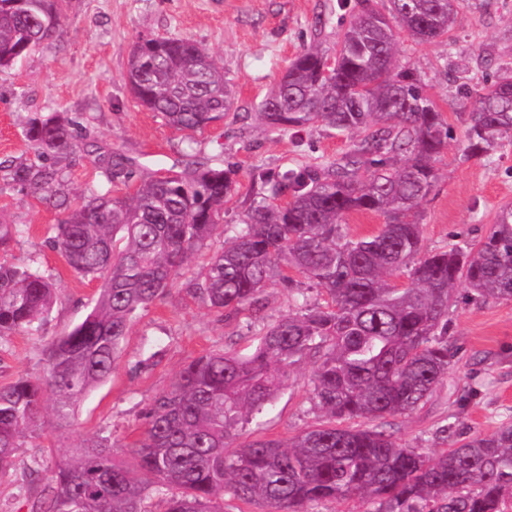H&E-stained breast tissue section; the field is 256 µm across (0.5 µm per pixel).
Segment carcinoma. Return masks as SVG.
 Masks as SVG:
<instances>
[{
	"label": "carcinoma",
	"mask_w": 512,
	"mask_h": 512,
	"mask_svg": "<svg viewBox=\"0 0 512 512\" xmlns=\"http://www.w3.org/2000/svg\"><path fill=\"white\" fill-rule=\"evenodd\" d=\"M65 0H0V68L58 36ZM384 14L364 0L343 33L336 66L307 47L258 106L270 128L321 123L359 135L346 158L288 170L262 181L263 196L203 268L188 292L232 318L260 313L269 285L296 292L297 311L261 329L247 354L210 352L190 360L148 412L132 461L116 459L111 438L73 449L51 472L28 512H149L150 487L166 512H224V495L267 512H309L325 500L358 498L366 512H506L512 502V422L460 445L427 452L396 442L378 421L428 403L447 378L455 351L448 312L457 287L473 300L512 299V207L504 205L475 243L421 253L417 214L438 178L448 144L442 112L410 71L396 70L394 19L421 42L446 34L455 0H387ZM134 98L182 132L221 121L233 101L224 70L196 42L165 38L128 60ZM466 151L476 156L512 137V76L477 85ZM26 139L43 154L68 153L73 121L34 122ZM401 155L390 164L386 155ZM108 183H128L134 162L101 155ZM11 178L55 196L65 212L51 243L70 270L102 280L94 307L47 349V371L0 387V472L15 464L44 403L59 428L80 400L112 375L136 312L171 290L179 268L224 223L233 171L193 157L133 193L91 186L70 207L53 165L16 166ZM291 192L284 206L274 199ZM385 224L350 238L353 212ZM323 290L311 305L302 282ZM406 277L398 286L393 277ZM58 299L37 269L0 263V339L37 331ZM314 358L311 406L324 420L285 444L256 439L233 452L238 428L275 399L294 368Z\"/></svg>",
	"instance_id": "cac0c4a2"
}]
</instances>
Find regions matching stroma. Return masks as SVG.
<instances>
[{
	"label": "stroma",
	"mask_w": 512,
	"mask_h": 512,
	"mask_svg": "<svg viewBox=\"0 0 512 512\" xmlns=\"http://www.w3.org/2000/svg\"><path fill=\"white\" fill-rule=\"evenodd\" d=\"M362 0H67L60 36L0 69V218L20 235L0 262L29 266L51 276L60 298L34 334L0 339V385L39 378L49 342L67 333L92 309L99 281L68 270L52 247L51 227L63 212L42 189L12 182L11 167L54 165L71 203L105 181L100 150L123 153L141 174L162 173L185 153L234 170L235 187L224 206V226L240 223L260 187L259 175L322 166L353 150L355 138L314 124L288 132L257 117L261 100L304 48L335 56L343 30ZM196 41L224 69L234 104L224 121L200 132L173 129L142 107L126 83L128 55L142 37ZM396 65L413 71L443 112L452 136L436 161L438 180L420 207L424 250L480 239L502 205L512 204V138L469 158L465 92L484 79L512 74V0H459L448 34L419 42L396 34ZM77 123L67 154L40 155L25 137L30 124L54 114ZM224 244L216 234L179 271L171 293L133 320L112 375L88 393L71 427L43 426L18 450L16 464L0 474V512H27L59 455L82 440L109 436L115 454L131 457L146 427V413L177 372L213 350L247 353L261 323L294 309L293 296L274 283L264 293L261 318L243 312L227 320L188 294L210 256ZM456 350L448 384L408 415L386 418L398 443L434 449L455 438L494 432L512 421V299H461L449 311ZM312 359H304L274 404L244 425L240 443L264 437L288 440L319 421L309 397Z\"/></svg>",
	"instance_id": "1"
}]
</instances>
